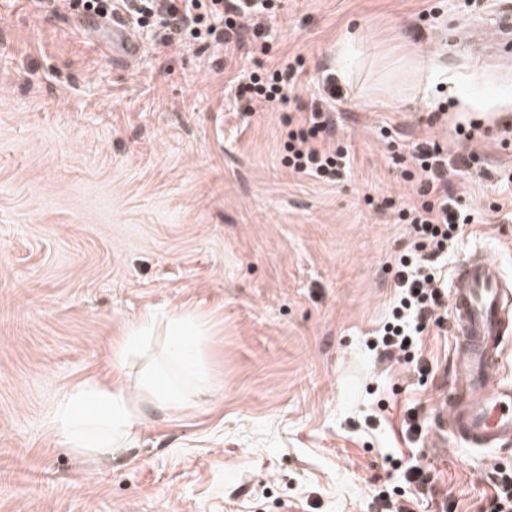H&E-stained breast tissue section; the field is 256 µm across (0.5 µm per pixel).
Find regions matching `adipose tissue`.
<instances>
[{"mask_svg":"<svg viewBox=\"0 0 512 512\" xmlns=\"http://www.w3.org/2000/svg\"><path fill=\"white\" fill-rule=\"evenodd\" d=\"M168 329L165 362L144 374L140 388L153 406L175 410L195 396L188 382L200 374L201 331L178 314L169 318ZM138 417L125 387L87 380L59 395L48 424L64 447L109 451L126 445Z\"/></svg>","mask_w":512,"mask_h":512,"instance_id":"ef3b65f1","label":"adipose tissue"}]
</instances>
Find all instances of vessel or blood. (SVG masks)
Returning a JSON list of instances; mask_svg holds the SVG:
<instances>
[{
	"instance_id": "1",
	"label": "vessel or blood",
	"mask_w": 512,
	"mask_h": 512,
	"mask_svg": "<svg viewBox=\"0 0 512 512\" xmlns=\"http://www.w3.org/2000/svg\"><path fill=\"white\" fill-rule=\"evenodd\" d=\"M448 304L458 336L457 385L437 423L471 446L512 444V383L498 376L501 356L512 343V288L486 251L455 267Z\"/></svg>"
}]
</instances>
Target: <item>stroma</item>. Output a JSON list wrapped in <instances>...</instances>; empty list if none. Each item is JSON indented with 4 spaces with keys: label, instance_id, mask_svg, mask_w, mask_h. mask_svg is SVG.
Wrapping results in <instances>:
<instances>
[{
    "label": "stroma",
    "instance_id": "obj_1",
    "mask_svg": "<svg viewBox=\"0 0 512 512\" xmlns=\"http://www.w3.org/2000/svg\"><path fill=\"white\" fill-rule=\"evenodd\" d=\"M512 0H281L266 46L161 48L127 62L111 30L64 6L0 0V512H489L512 446L431 445L451 394L452 321L427 325V366L379 361L366 340L396 296L414 233L396 213L438 144L452 193L481 212L442 258L478 244L512 282V59L452 40ZM303 61L309 101L344 67L335 183L288 167L291 106L242 120L234 82ZM199 321L206 392L141 404L128 447H62L45 423L87 379L135 390L173 314ZM154 341L119 358L144 317ZM430 470L405 484L401 466Z\"/></svg>",
    "mask_w": 512,
    "mask_h": 512
}]
</instances>
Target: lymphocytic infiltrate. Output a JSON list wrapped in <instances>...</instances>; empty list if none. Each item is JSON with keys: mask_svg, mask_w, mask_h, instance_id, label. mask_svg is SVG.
Listing matches in <instances>:
<instances>
[{"mask_svg": "<svg viewBox=\"0 0 512 512\" xmlns=\"http://www.w3.org/2000/svg\"><path fill=\"white\" fill-rule=\"evenodd\" d=\"M272 0H70L72 9L121 26L162 28L163 46L187 40H209L234 50L249 35V21L267 12ZM300 66L284 63L273 71H251L241 87L246 111L274 112L288 103ZM319 98L296 105V121L288 133V166L292 172L322 180L339 175L350 156L332 141V105L341 90L335 74L319 84ZM414 159L422 174L416 197L398 212L417 236L413 249L397 261L394 286L397 299L389 316L367 345L377 358L411 362L425 323L441 324L448 316L439 284L440 256L475 218L460 196L448 189L449 160L437 144H418Z\"/></svg>", "mask_w": 512, "mask_h": 512, "instance_id": "f902f5d3", "label": "lymphocytic infiltrate"}]
</instances>
